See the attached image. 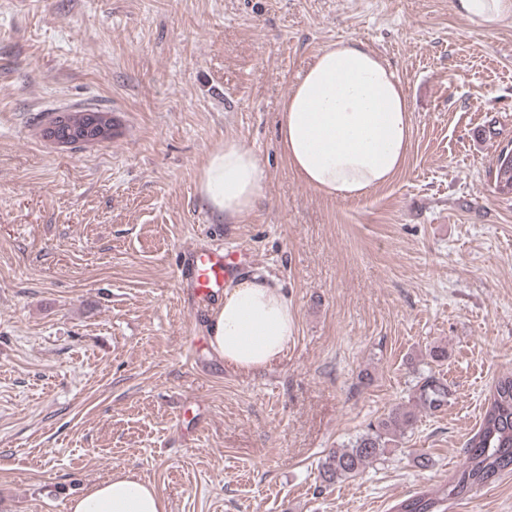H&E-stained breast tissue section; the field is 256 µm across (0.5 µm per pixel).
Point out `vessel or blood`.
<instances>
[{"mask_svg":"<svg viewBox=\"0 0 512 512\" xmlns=\"http://www.w3.org/2000/svg\"><path fill=\"white\" fill-rule=\"evenodd\" d=\"M181 257L177 267L180 288L190 292L201 306H210L219 300L224 284L248 259L247 254L236 247L191 246L182 251Z\"/></svg>","mask_w":512,"mask_h":512,"instance_id":"b4317fda","label":"vessel or blood"}]
</instances>
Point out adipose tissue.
<instances>
[{"label":"adipose tissue","instance_id":"adipose-tissue-1","mask_svg":"<svg viewBox=\"0 0 512 512\" xmlns=\"http://www.w3.org/2000/svg\"><path fill=\"white\" fill-rule=\"evenodd\" d=\"M484 31L512 18V0H455ZM411 106L389 64L364 42L321 48L293 84L278 115L281 149L295 176L327 198L356 200L388 184L410 148ZM266 179L258 156L239 142L213 149L199 173L211 213L233 223L254 210ZM295 315L279 285L255 276L235 283L208 316L213 353L235 369L262 370L282 355ZM68 512H167L157 488L115 473L73 497Z\"/></svg>","mask_w":512,"mask_h":512}]
</instances>
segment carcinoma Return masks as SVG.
I'll list each match as a JSON object with an SVG mask.
<instances>
[{
  "label": "carcinoma",
  "instance_id": "carcinoma-1",
  "mask_svg": "<svg viewBox=\"0 0 512 512\" xmlns=\"http://www.w3.org/2000/svg\"><path fill=\"white\" fill-rule=\"evenodd\" d=\"M87 112H55L47 121L56 136L85 122ZM452 391L435 377L427 375L414 385L415 406L436 411L448 405ZM416 413L405 407L395 408L387 416L358 434L349 445L331 452L320 466L321 482L332 485L358 475L366 465L389 451L396 438L413 424ZM463 464L448 474L444 484L427 488L396 501L391 512H451L477 491L512 475V372L494 378L488 388L478 427L464 446Z\"/></svg>",
  "mask_w": 512,
  "mask_h": 512
}]
</instances>
